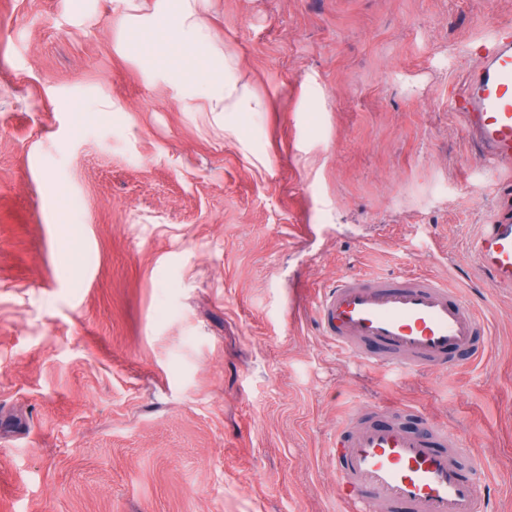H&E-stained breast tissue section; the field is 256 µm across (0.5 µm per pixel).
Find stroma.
I'll use <instances>...</instances> for the list:
<instances>
[{"label":"stroma","mask_w":512,"mask_h":512,"mask_svg":"<svg viewBox=\"0 0 512 512\" xmlns=\"http://www.w3.org/2000/svg\"><path fill=\"white\" fill-rule=\"evenodd\" d=\"M121 8L0 0V512H339L375 401L459 429L512 512V288L471 252L500 177L448 109L512 0H215L271 104L220 127L119 51ZM400 271L465 289L481 358L337 352L317 293Z\"/></svg>","instance_id":"35a3bbf8"}]
</instances>
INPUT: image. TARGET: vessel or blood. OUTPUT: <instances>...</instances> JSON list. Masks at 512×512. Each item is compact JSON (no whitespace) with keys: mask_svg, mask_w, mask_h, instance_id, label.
<instances>
[{"mask_svg":"<svg viewBox=\"0 0 512 512\" xmlns=\"http://www.w3.org/2000/svg\"><path fill=\"white\" fill-rule=\"evenodd\" d=\"M460 91L449 99L467 136L493 168L512 170V23L493 29L474 52ZM505 211L484 225L472 251L492 288H512V180L499 183ZM316 315L337 348L363 363L407 373L449 368V351L481 357L480 311L447 279L403 272L351 273L319 296ZM395 403L365 405L336 432L331 463L342 512H483L476 472L465 471L462 436L425 420L401 423Z\"/></svg>","mask_w":512,"mask_h":512,"instance_id":"vessel-or-blood-1","label":"vessel or blood"}]
</instances>
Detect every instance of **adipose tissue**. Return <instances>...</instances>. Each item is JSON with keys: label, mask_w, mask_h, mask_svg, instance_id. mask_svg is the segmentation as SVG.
I'll list each match as a JSON object with an SVG mask.
<instances>
[{"label": "adipose tissue", "mask_w": 512, "mask_h": 512, "mask_svg": "<svg viewBox=\"0 0 512 512\" xmlns=\"http://www.w3.org/2000/svg\"><path fill=\"white\" fill-rule=\"evenodd\" d=\"M213 0H121L120 52L136 56L167 80L187 112H208L223 124L228 112L267 111L239 75L237 59L210 22Z\"/></svg>", "instance_id": "obj_1"}]
</instances>
